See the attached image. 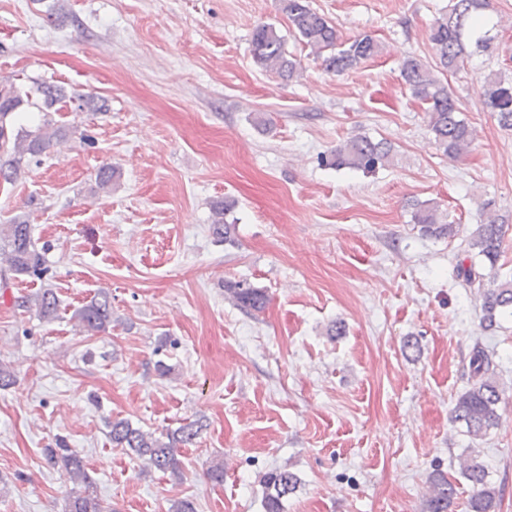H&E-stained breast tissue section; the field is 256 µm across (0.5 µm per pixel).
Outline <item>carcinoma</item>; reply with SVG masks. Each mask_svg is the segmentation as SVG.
<instances>
[{"label": "carcinoma", "mask_w": 512, "mask_h": 512, "mask_svg": "<svg viewBox=\"0 0 512 512\" xmlns=\"http://www.w3.org/2000/svg\"><path fill=\"white\" fill-rule=\"evenodd\" d=\"M280 2L292 33L315 58L322 61L326 70L338 73L352 70L380 53L379 42L369 34L339 40L335 27L310 6L309 0ZM486 6L485 0H449L448 13L437 18L429 30L436 64L432 66L416 57H407L401 64L405 85L416 100L426 105L428 126L436 146L449 158L464 154L473 139V129L459 118L458 102L449 89L448 74L461 69L472 52L487 53L491 50L497 24L482 15ZM252 58L259 68L283 79H292L299 72V63L288 54L284 37L272 25L262 24L255 28ZM479 98L486 108L497 114L502 126L512 128V77L500 72L488 74L481 84ZM68 100L78 102L79 110H108L104 100L97 102L92 97L70 95L65 87L46 81L36 82L28 88L13 82L0 83V150L7 155V159H0V177L4 181L16 179L24 170V162L37 158L53 143L69 136L71 129L58 124L52 117V113L58 111L56 105ZM25 103L43 113L42 124L33 132L22 130L11 139V118ZM389 156L390 148L384 143L358 134L321 156L320 161L329 168L374 172L385 166ZM233 208L231 200L213 207L210 230L220 241L234 240L236 225L226 220V215ZM483 211L486 213L485 222L467 241V247L477 251V255L493 268L501 254L503 224L492 210V203H485ZM413 221L425 235L436 238L456 235L455 225L448 223L447 216L427 203L415 207ZM1 263L19 275H35L42 270L43 256L32 242L30 225L20 216L0 225ZM458 275L466 287L476 289L488 326H493L496 315L512 311V278H494L492 285L485 288L484 274L473 264L468 267L459 265ZM224 293L247 314L261 312L267 304L263 289L239 282L225 283ZM22 306H34L42 317L51 318L57 313L58 300L54 292L46 288L22 301ZM75 318L78 327L90 335L105 331L112 323L109 294L104 291L98 293L75 312ZM469 375L472 383L456 398L452 417L465 425L469 437L477 439L498 425V404L501 400L492 360L480 345L475 346L470 355ZM199 429L198 423L190 422L162 438L133 426L126 419H114L109 422V437L113 447L131 451L146 467L176 475L180 466L177 445L191 442ZM44 458L49 466H61L67 479L79 486L69 498L66 512H112V508L104 505L93 490L86 462L77 451L62 442L56 448L44 449ZM459 474L473 488L466 501V512H497L501 490L488 482L485 466L472 457L465 458L460 461ZM261 483L264 488L263 512H284V501L297 491L301 480L289 469L279 467L266 472ZM457 495L456 483L442 471H435L428 478L425 512H448Z\"/></svg>", "instance_id": "obj_1"}]
</instances>
